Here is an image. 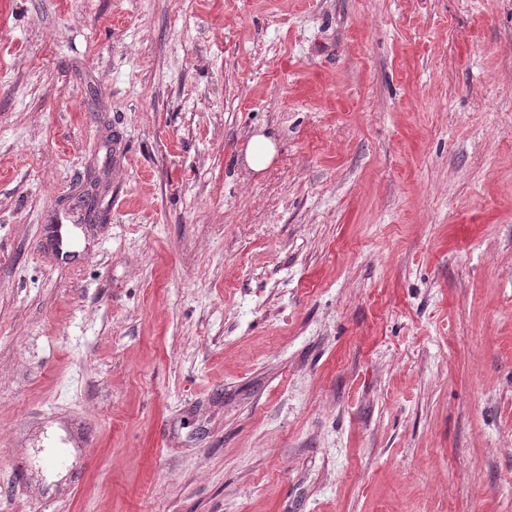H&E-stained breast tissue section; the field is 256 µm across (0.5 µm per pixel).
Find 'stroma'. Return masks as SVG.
Masks as SVG:
<instances>
[{
    "label": "stroma",
    "instance_id": "obj_1",
    "mask_svg": "<svg viewBox=\"0 0 512 512\" xmlns=\"http://www.w3.org/2000/svg\"><path fill=\"white\" fill-rule=\"evenodd\" d=\"M0 512H512V0H0ZM276 155V138L261 130L252 135L248 142L243 167L251 174H261L273 163Z\"/></svg>",
    "mask_w": 512,
    "mask_h": 512
}]
</instances>
